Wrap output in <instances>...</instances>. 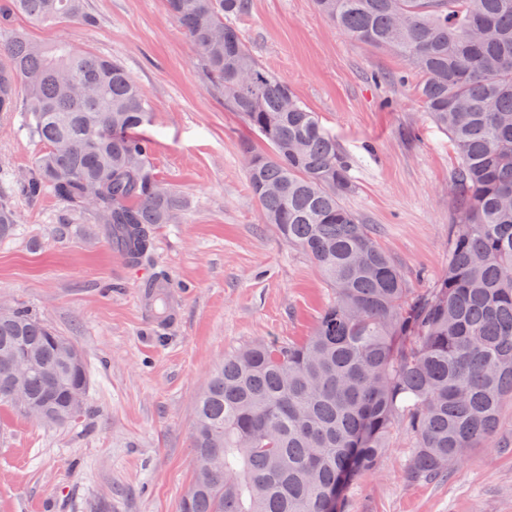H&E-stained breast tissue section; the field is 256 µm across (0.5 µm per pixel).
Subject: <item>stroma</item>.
Here are the masks:
<instances>
[{
	"label": "stroma",
	"mask_w": 512,
	"mask_h": 512,
	"mask_svg": "<svg viewBox=\"0 0 512 512\" xmlns=\"http://www.w3.org/2000/svg\"><path fill=\"white\" fill-rule=\"evenodd\" d=\"M85 4L89 24L43 27L16 15L0 44L19 31L121 62L152 104L142 136L184 220L158 225L149 258L127 264L92 211L15 189L41 146L24 113L0 117V199L19 218L14 236L0 240V305L71 338L89 378V412L74 425H42L0 406V512H180L193 477L195 400L209 372L254 342L309 336L331 290L260 223L239 151L255 134L208 82L165 0ZM236 24L350 158L346 205L372 224L411 287L429 291L448 265L455 159L447 130L415 92L418 75L341 33L313 0H251ZM159 273L177 300L161 329L140 303L144 280ZM497 438L462 468L411 480L413 441L396 426L375 471L344 490L340 512H512L511 401Z\"/></svg>",
	"instance_id": "1"
}]
</instances>
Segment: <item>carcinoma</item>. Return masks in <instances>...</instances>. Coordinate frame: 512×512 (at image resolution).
I'll return each instance as SVG.
<instances>
[{"instance_id":"1","label":"carcinoma","mask_w":512,"mask_h":512,"mask_svg":"<svg viewBox=\"0 0 512 512\" xmlns=\"http://www.w3.org/2000/svg\"><path fill=\"white\" fill-rule=\"evenodd\" d=\"M224 105L267 144L242 158L260 220L304 253L332 300L301 342H258L224 357L195 405V467L182 512H337L340 490L376 469L397 424L410 431L411 478H435L495 439L512 399V0H315L352 39L406 61L417 93L448 130L456 165L448 267L427 293L410 288L345 199L352 163L288 81L248 51L235 20L250 0H166ZM37 25L90 21L84 0H6ZM0 60V114L26 112L43 145L17 180L94 211L131 264L182 203L138 137L152 106L117 61L12 34ZM17 218L0 203V240ZM68 337L24 308L0 312V403L37 405L58 424L88 382ZM31 364L16 382L10 363Z\"/></svg>"}]
</instances>
